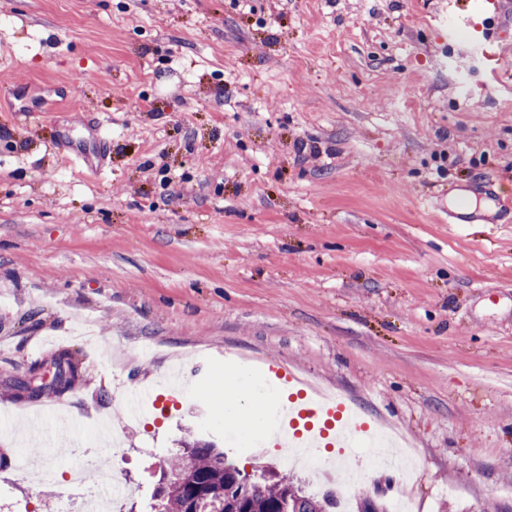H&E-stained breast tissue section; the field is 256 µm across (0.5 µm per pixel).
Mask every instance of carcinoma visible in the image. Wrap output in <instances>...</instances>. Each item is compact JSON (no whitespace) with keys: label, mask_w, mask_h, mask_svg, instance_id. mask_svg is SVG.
I'll return each mask as SVG.
<instances>
[{"label":"carcinoma","mask_w":512,"mask_h":512,"mask_svg":"<svg viewBox=\"0 0 512 512\" xmlns=\"http://www.w3.org/2000/svg\"><path fill=\"white\" fill-rule=\"evenodd\" d=\"M52 381L46 392L63 395L76 384L78 364L66 353L51 358ZM41 364L28 369L29 378L16 379L11 384L13 397L31 384L42 385L37 371ZM244 476L226 461L224 451L210 442L193 441L167 462V479L153 493L150 512H232L238 486ZM251 495L238 504L239 512H275L274 506L283 502L284 512H330L334 500L326 495L320 499L307 496L294 479L286 474L248 480Z\"/></svg>","instance_id":"1"}]
</instances>
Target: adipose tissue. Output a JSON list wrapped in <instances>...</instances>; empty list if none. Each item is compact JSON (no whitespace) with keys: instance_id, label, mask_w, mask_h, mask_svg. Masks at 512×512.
I'll list each match as a JSON object with an SVG mask.
<instances>
[{"instance_id":"adipose-tissue-1","label":"adipose tissue","mask_w":512,"mask_h":512,"mask_svg":"<svg viewBox=\"0 0 512 512\" xmlns=\"http://www.w3.org/2000/svg\"><path fill=\"white\" fill-rule=\"evenodd\" d=\"M216 388L224 395V421L238 433L260 437L274 422L272 394L261 382L249 376H221Z\"/></svg>"}]
</instances>
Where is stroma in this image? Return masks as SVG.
<instances>
[{"instance_id":"35a3bbf8","label":"stroma","mask_w":512,"mask_h":512,"mask_svg":"<svg viewBox=\"0 0 512 512\" xmlns=\"http://www.w3.org/2000/svg\"><path fill=\"white\" fill-rule=\"evenodd\" d=\"M503 11L496 79L452 0H0V512L77 503L19 467L32 454L116 471L123 512H149L192 436L253 475L284 466L214 392L270 360L394 423L423 461L396 489L364 462L335 484L297 467L309 495L512 512ZM63 134L100 169L59 153ZM60 352L82 374L61 403L82 447L63 456L49 397L5 394ZM177 370V408L124 418V388L168 397Z\"/></svg>"}]
</instances>
